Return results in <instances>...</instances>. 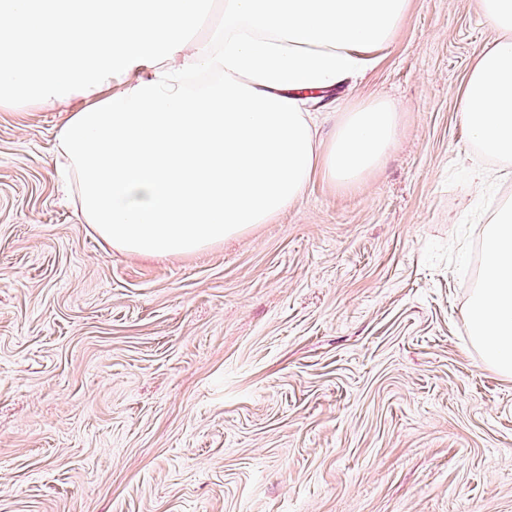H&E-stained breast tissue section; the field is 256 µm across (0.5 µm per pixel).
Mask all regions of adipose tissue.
<instances>
[{
	"label": "adipose tissue",
	"instance_id": "obj_1",
	"mask_svg": "<svg viewBox=\"0 0 512 512\" xmlns=\"http://www.w3.org/2000/svg\"><path fill=\"white\" fill-rule=\"evenodd\" d=\"M203 0H0V105L87 103L56 133L87 223L139 255L190 253L264 224L314 175L349 186L390 151L398 108L340 109L319 141L304 95L389 43L408 0H225L224 30L184 62ZM498 36L475 54L459 112L469 139L512 161V0H478ZM128 76L113 91L112 78ZM467 326L512 377V201L487 225Z\"/></svg>",
	"mask_w": 512,
	"mask_h": 512
}]
</instances>
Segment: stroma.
<instances>
[{
  "label": "stroma",
  "mask_w": 512,
  "mask_h": 512,
  "mask_svg": "<svg viewBox=\"0 0 512 512\" xmlns=\"http://www.w3.org/2000/svg\"><path fill=\"white\" fill-rule=\"evenodd\" d=\"M495 36L409 0L310 105L394 100L382 163L183 255L113 248L62 190L81 100L0 106V512H512V378L466 321L512 166L458 111Z\"/></svg>",
  "instance_id": "obj_1"
}]
</instances>
